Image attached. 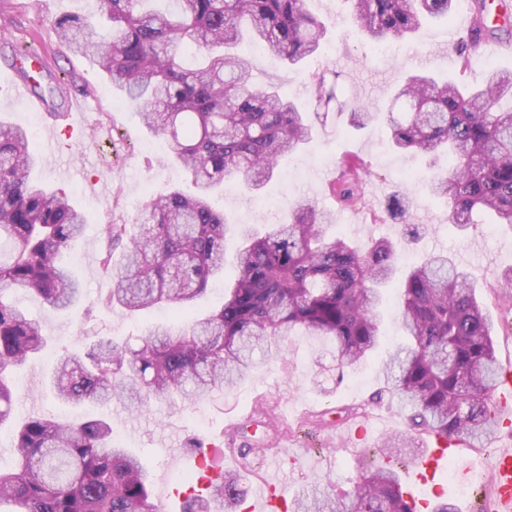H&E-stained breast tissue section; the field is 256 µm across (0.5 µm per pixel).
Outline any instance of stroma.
Returning <instances> with one entry per match:
<instances>
[{"instance_id":"obj_1","label":"stroma","mask_w":512,"mask_h":512,"mask_svg":"<svg viewBox=\"0 0 512 512\" xmlns=\"http://www.w3.org/2000/svg\"><path fill=\"white\" fill-rule=\"evenodd\" d=\"M310 9L329 25L332 57H314L301 67L291 68L267 59L249 42L238 50L254 65L257 84L272 85L288 97L297 98L308 111L316 102L309 85L312 72L327 69L336 74L339 99L372 109H388L391 94L403 76L426 70L439 77L463 76L476 85L487 68L512 70V52H488L480 64L460 72L453 47L448 42L449 25L431 22L422 26L403 51L380 56L365 45L355 25L337 0H310ZM91 9L87 0H0V120L24 125L28 108L12 99L4 74L12 60L13 44L24 43L44 58L48 75L42 93L52 94L59 106L69 100L86 99L88 110L80 130L68 140H58L60 150L51 154L47 144L56 140L48 119H41L32 150L39 164L32 177L41 184L64 190L87 216L83 236L64 261L80 280L81 302L69 313H56L26 293L15 296L17 304L38 318L50 344L42 356L16 370L13 375L16 399L11 427L0 429V463L9 464L15 454L12 426L28 418L55 415L84 420L98 415L110 417L122 447L136 455L150 475L152 493L162 512H182L183 503L168 492L180 486L185 471L180 461L195 455L200 444L215 438L229 417L251 410L264 411L270 426L258 427L251 440L256 447H270L275 430L288 428L303 456L300 463L285 468L283 480L288 498L314 489L345 493L356 476L376 461L384 441L411 434L414 448L428 440L425 431H412L407 413L386 388L383 365L400 338L396 320L397 288H388L380 308L386 340L361 364L340 370L336 346L327 336H313L297 330L283 342L281 352L242 378L229 391H218L191 403L151 401L143 409L111 401L102 406H69L55 399L48 380L59 355L80 346L88 337L98 336L116 343L137 341L163 320L158 310L131 315L106 305L112 286L103 266L104 256L120 261V250H107L104 230L109 224H132L145 201L178 186L191 190L188 176L165 162L167 144L144 128L136 109L123 103L120 93L101 72L83 57L73 54L55 33L58 20L85 16ZM387 119L358 130L349 123L348 113L330 107L325 122L317 124L313 142L280 162L272 179L259 193H250L236 183L224 184V212L235 223L259 226L280 223L289 203L309 198L334 214L331 233L365 243L400 238L403 226L386 216L385 206L393 195L409 198L410 221L425 235L407 246L398 257L400 268L421 262L429 254L444 252L469 270L477 293L494 322V343L501 365H512V296L498 288L502 273L512 270V227L505 224H477L460 234L448 223V206L429 196L421 178L427 161L391 149L387 143ZM119 154H112V145ZM366 161L369 173L363 185L364 203L340 207L328 192L342 156ZM236 235H228L224 250V277L210 286L196 303L198 312L219 309L224 290L237 276ZM369 416L372 432L365 440L343 446L335 434L340 411ZM506 443L494 436L484 446L465 448L459 459L440 467L435 478L442 487V499L453 503L457 512H476L488 487L469 488L472 473L485 470L489 458Z\"/></svg>"}]
</instances>
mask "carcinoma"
I'll return each mask as SVG.
<instances>
[{
    "label": "carcinoma",
    "instance_id": "carcinoma-1",
    "mask_svg": "<svg viewBox=\"0 0 512 512\" xmlns=\"http://www.w3.org/2000/svg\"><path fill=\"white\" fill-rule=\"evenodd\" d=\"M100 0L111 26L91 17L57 22L67 48L90 58L138 108L141 121L168 141L167 160L190 177L180 188L149 197L140 231L105 228L108 246H123L108 303L130 314L167 305L189 316L174 334L154 326L133 347L98 340L62 354L52 389L66 404L120 399L145 407L153 398L193 401L233 388L297 328L330 336L340 367L352 368L384 340L377 308L397 276L403 242L364 246L329 234L332 213L311 200L288 207V218L258 232L234 224L219 206L226 179L256 192L279 159L309 144L315 119L274 86H259L250 60L232 51L247 27L265 54L291 66L324 52L328 29L307 0ZM372 48L415 33L423 20L447 19L455 0H344ZM475 26L454 52L460 73L493 35L485 0L472 3ZM318 105L336 100L326 72L310 76ZM512 71L489 69L483 86L432 75H406L390 117L393 148L429 157L430 195L448 203V223L463 230L483 213L512 225ZM37 164L30 136L0 121V427L10 421L14 368L47 345L41 323L10 302L26 291L56 312L78 302V279L63 263L87 218L58 189L31 179ZM332 194L344 205L361 195L363 163L340 160ZM238 231V275L214 312H193L211 281L224 275V242ZM399 320L407 341L385 365L388 390L409 424L481 443L492 434L490 399L500 367L493 321L476 297L471 273L446 254H432L402 280ZM16 455L0 468V504L13 512H160L139 459L116 444L111 421L69 423L35 417L14 434ZM238 481L224 476L211 496L190 495L186 512H238ZM399 475L387 466L362 473L350 492L306 495L291 512H413Z\"/></svg>",
    "mask_w": 512,
    "mask_h": 512
}]
</instances>
